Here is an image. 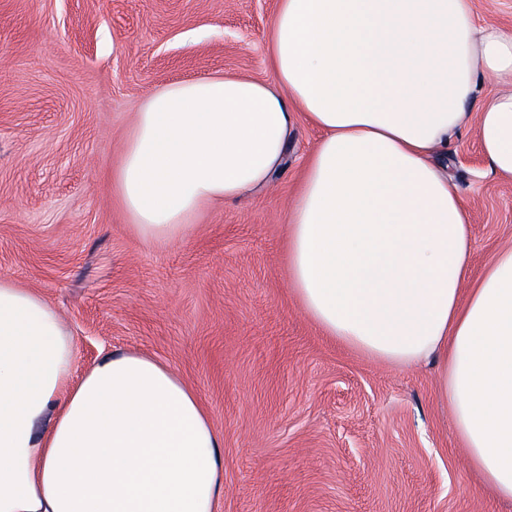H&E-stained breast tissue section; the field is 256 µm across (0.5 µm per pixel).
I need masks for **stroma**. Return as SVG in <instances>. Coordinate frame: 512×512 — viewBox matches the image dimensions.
I'll list each match as a JSON object with an SVG mask.
<instances>
[{
	"mask_svg": "<svg viewBox=\"0 0 512 512\" xmlns=\"http://www.w3.org/2000/svg\"><path fill=\"white\" fill-rule=\"evenodd\" d=\"M279 0H0V277L56 307L74 377L113 353L171 365L224 438L216 512H512L468 465L437 366L394 367L324 336L288 282L287 214L320 138L298 120L272 189L205 205L165 244L112 184L154 90L268 80ZM448 174L480 274L512 246V181L473 129Z\"/></svg>",
	"mask_w": 512,
	"mask_h": 512,
	"instance_id": "35a3bbf8",
	"label": "stroma"
}]
</instances>
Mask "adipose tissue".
Masks as SVG:
<instances>
[{"label": "adipose tissue", "mask_w": 512, "mask_h": 512, "mask_svg": "<svg viewBox=\"0 0 512 512\" xmlns=\"http://www.w3.org/2000/svg\"><path fill=\"white\" fill-rule=\"evenodd\" d=\"M270 68L141 103L112 172L136 231L171 241L202 205L267 190L304 117L322 136L288 211L293 293L370 359L440 362L473 470L512 503V247L472 277L462 192L436 162L471 126L512 180V33L471 0H280ZM74 356L57 310L0 278V512H215L224 442L195 391L142 353L76 380Z\"/></svg>", "instance_id": "ef3b65f1"}]
</instances>
